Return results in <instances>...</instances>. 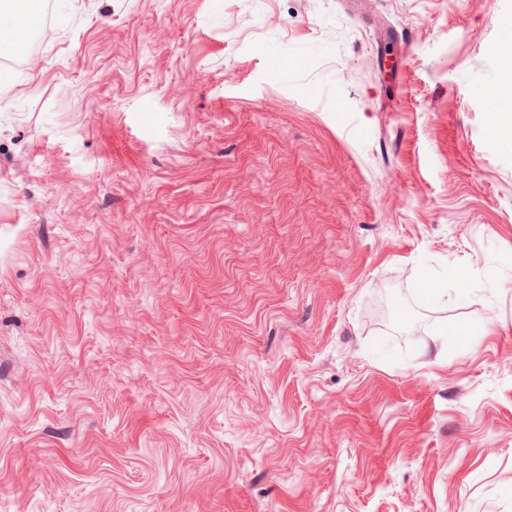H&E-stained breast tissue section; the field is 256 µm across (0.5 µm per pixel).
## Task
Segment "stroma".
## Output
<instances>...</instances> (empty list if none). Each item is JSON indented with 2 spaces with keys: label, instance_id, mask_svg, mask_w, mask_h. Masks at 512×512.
Wrapping results in <instances>:
<instances>
[{
  "label": "stroma",
  "instance_id": "stroma-1",
  "mask_svg": "<svg viewBox=\"0 0 512 512\" xmlns=\"http://www.w3.org/2000/svg\"><path fill=\"white\" fill-rule=\"evenodd\" d=\"M52 3L0 86V512H512V0ZM503 49L499 54V74L497 81L489 90L491 100L496 102L495 111L499 118L492 123L489 133L492 137L512 141V52H503L512 46V34L502 39ZM506 111V112H505Z\"/></svg>",
  "mask_w": 512,
  "mask_h": 512
}]
</instances>
